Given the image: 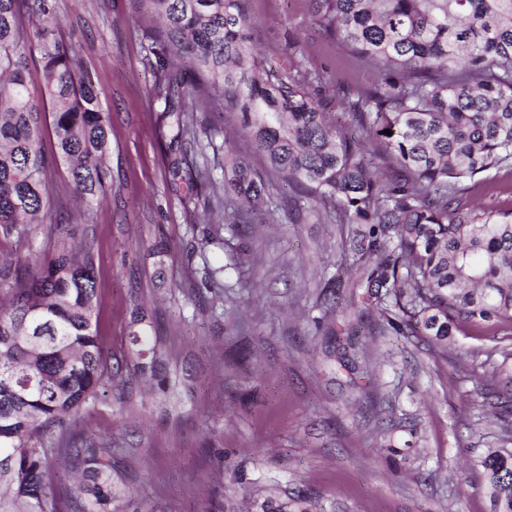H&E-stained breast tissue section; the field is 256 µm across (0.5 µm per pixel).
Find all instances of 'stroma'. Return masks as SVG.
<instances>
[{
	"mask_svg": "<svg viewBox=\"0 0 512 512\" xmlns=\"http://www.w3.org/2000/svg\"><path fill=\"white\" fill-rule=\"evenodd\" d=\"M244 6L257 51L314 73L332 121L355 128L348 100L373 86L372 67L324 34L310 0ZM58 10L110 117L112 186L82 209L49 167L53 221L32 229L29 249L93 245L98 333L134 386L98 393L74 429L112 447L127 512H224L240 471L279 491L308 487L325 512H489L482 477L465 464L498 430L466 363H500L512 338L465 326L443 351L425 336L384 333L375 315L358 336L367 386L352 389L347 369L325 358L316 305L328 279L343 275L346 225L288 208L295 191L275 178L269 211L227 214L196 167L220 181L232 160L260 173L265 163L222 104L200 98L179 123L165 115L146 0H58ZM460 197L511 210L512 170L475 175ZM216 224L221 243L201 247ZM206 264L224 267L223 298L202 285ZM136 302L183 383L169 415L136 380ZM412 440L405 458L393 457Z\"/></svg>",
	"mask_w": 512,
	"mask_h": 512,
	"instance_id": "35a3bbf8",
	"label": "stroma"
}]
</instances>
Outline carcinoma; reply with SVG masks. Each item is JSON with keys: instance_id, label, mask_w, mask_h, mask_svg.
<instances>
[{"instance_id": "carcinoma-1", "label": "carcinoma", "mask_w": 512, "mask_h": 512, "mask_svg": "<svg viewBox=\"0 0 512 512\" xmlns=\"http://www.w3.org/2000/svg\"><path fill=\"white\" fill-rule=\"evenodd\" d=\"M161 24L157 56L165 99L183 103L195 85L177 82L169 61L233 109L268 169L293 186L295 208L332 210L348 224L342 253L349 299L320 294L322 318L348 315L347 332L368 309L397 336H428L448 349L463 325L512 333V212L466 209L462 183L512 166V0H310L328 37L369 60L377 84L349 104L364 139L345 133L309 81L269 62L251 45L243 0H147ZM40 55V95L28 61ZM51 114L56 162L76 197L108 188L109 121L97 89L58 22V0H0V237L24 244L50 221L42 115ZM392 134H386V131ZM253 210L268 207L265 180L248 164L224 182L197 171ZM26 286L0 299V512H123L112 448L71 431L98 390L115 384L98 335L92 245L62 247L24 262ZM141 375L170 401L177 381L158 371L160 353L133 330ZM471 377L499 417V445L477 455L490 512H512V363ZM55 435L51 446L43 436ZM71 457L79 479L53 486L50 458ZM242 501L262 512H324L306 489L260 490L237 477Z\"/></svg>"}]
</instances>
